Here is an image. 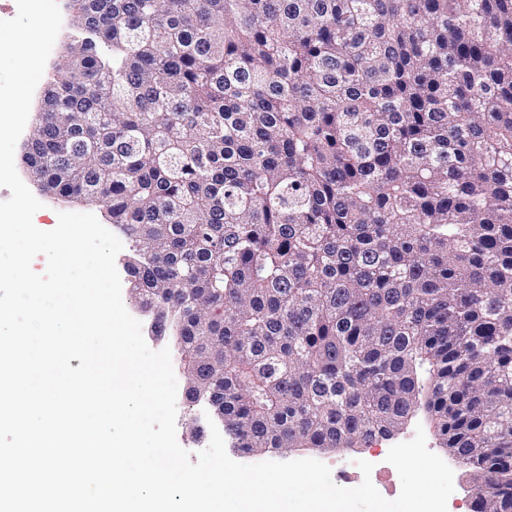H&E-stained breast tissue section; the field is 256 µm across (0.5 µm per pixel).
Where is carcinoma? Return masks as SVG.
Masks as SVG:
<instances>
[{"label":"carcinoma","instance_id":"1","mask_svg":"<svg viewBox=\"0 0 512 512\" xmlns=\"http://www.w3.org/2000/svg\"><path fill=\"white\" fill-rule=\"evenodd\" d=\"M23 162L132 243L247 454L418 409L512 512V0H69Z\"/></svg>","mask_w":512,"mask_h":512}]
</instances>
